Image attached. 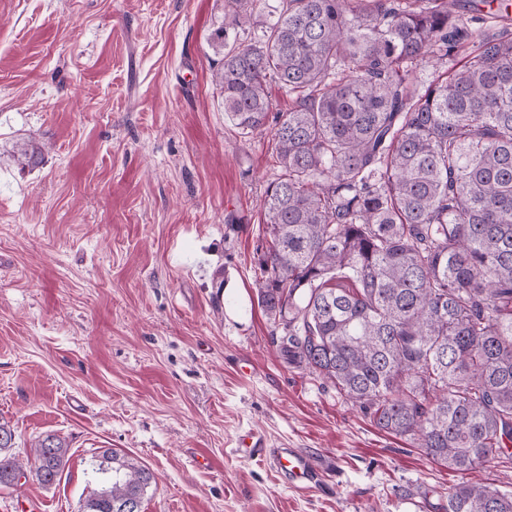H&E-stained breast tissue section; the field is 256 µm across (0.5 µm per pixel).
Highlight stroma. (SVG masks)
I'll return each mask as SVG.
<instances>
[{"mask_svg":"<svg viewBox=\"0 0 512 512\" xmlns=\"http://www.w3.org/2000/svg\"><path fill=\"white\" fill-rule=\"evenodd\" d=\"M224 2L0 0V422L16 455L69 445L0 512H79L102 448L153 471L143 512H445L464 479L282 358L255 288L278 169L211 85ZM249 430L317 487L235 454ZM237 447L250 458L260 457L268 461L284 476L290 487L308 490L318 483L320 467L313 457L297 448H267L263 437L253 431L240 435Z\"/></svg>","mask_w":512,"mask_h":512,"instance_id":"1","label":"stroma"}]
</instances>
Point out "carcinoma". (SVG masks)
Segmentation results:
<instances>
[{
  "instance_id": "1",
  "label": "carcinoma",
  "mask_w": 512,
  "mask_h": 512,
  "mask_svg": "<svg viewBox=\"0 0 512 512\" xmlns=\"http://www.w3.org/2000/svg\"><path fill=\"white\" fill-rule=\"evenodd\" d=\"M508 0H225L210 46L224 114L271 129L258 300L283 359L379 430L461 473L512 447V31ZM448 77L419 82L426 61ZM292 98L273 112L268 85ZM0 423V486L61 478ZM82 512H142L152 471L106 448ZM448 512H512L479 480Z\"/></svg>"
}]
</instances>
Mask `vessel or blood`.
<instances>
[{
	"label": "vessel or blood",
	"instance_id": "vessel-or-blood-1",
	"mask_svg": "<svg viewBox=\"0 0 512 512\" xmlns=\"http://www.w3.org/2000/svg\"><path fill=\"white\" fill-rule=\"evenodd\" d=\"M237 447L248 457H260L268 461L284 476L290 487L308 490L318 483L320 468L307 453L295 448L268 447L263 437L252 431L238 437Z\"/></svg>",
	"mask_w": 512,
	"mask_h": 512
}]
</instances>
